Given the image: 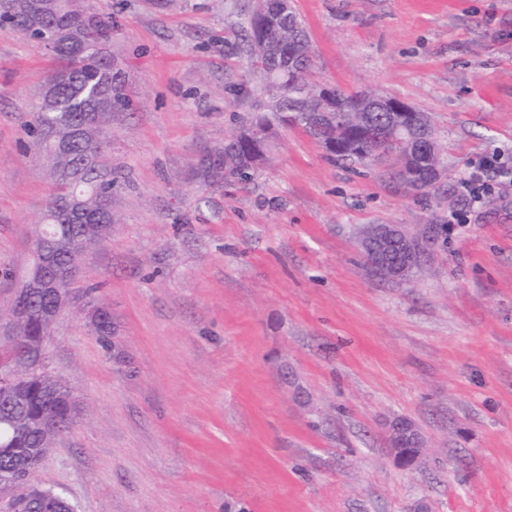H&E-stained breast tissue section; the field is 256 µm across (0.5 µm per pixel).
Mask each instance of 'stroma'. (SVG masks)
<instances>
[{
	"mask_svg": "<svg viewBox=\"0 0 512 512\" xmlns=\"http://www.w3.org/2000/svg\"><path fill=\"white\" fill-rule=\"evenodd\" d=\"M131 108L109 123L119 181L45 357L81 414L37 473L75 512H512V0H294L313 79L427 113L446 176L411 190L385 164L327 159L276 129L255 177H196L255 111L241 40L257 0H93ZM51 51L0 27V310L50 185L26 127ZM367 224L442 228L403 281L368 271ZM105 307L114 345L87 311ZM421 459L399 466L389 425ZM498 155H483L471 162L473 171L470 174V179L465 183L466 186H473L472 192L479 196V191H485V182L483 177L490 171L503 172L504 168L498 164ZM404 436H412L418 441V452L416 454H413L411 456H400V462L402 465L411 466L416 462V460L420 457L422 453L423 445L421 437L417 429L410 421H407L406 419L403 418L394 420L390 425L389 433V439L391 440L392 450L394 447V439Z\"/></svg>",
	"mask_w": 512,
	"mask_h": 512,
	"instance_id": "35a3bbf8",
	"label": "stroma"
}]
</instances>
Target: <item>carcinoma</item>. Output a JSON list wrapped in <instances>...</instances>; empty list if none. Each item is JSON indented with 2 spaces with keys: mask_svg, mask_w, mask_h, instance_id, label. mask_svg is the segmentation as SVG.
<instances>
[{
  "mask_svg": "<svg viewBox=\"0 0 512 512\" xmlns=\"http://www.w3.org/2000/svg\"><path fill=\"white\" fill-rule=\"evenodd\" d=\"M45 25L33 29L32 0H8L0 11V26H9L32 39L45 43L56 63L55 74L60 78L59 96L66 105L83 100L88 86H103L113 101L123 99L124 79H118L102 69L100 49L94 47L97 33H78L70 39L60 34L77 26L81 16L96 12L102 18L103 29H112V16L86 3V0H42ZM267 17L275 20V27L288 30V44L270 56H254V65L260 69L266 92H275L266 112L256 116L224 139V152H205L198 155L197 170L205 186L219 188L229 181H248L254 172L248 165H237L242 158L263 159L271 146L276 127L297 128L322 147L330 141L341 142V148L329 152L330 159L352 163L389 162L399 165L404 150L400 144L401 132L381 143L366 137L368 125H390L392 115L372 109L375 97L365 91L347 93L338 87L325 92V87L310 82L309 74L315 66V57L307 28L297 13L293 0H264ZM88 112L74 109L61 113L36 111L29 122V132L44 150L54 142L51 134L68 140L62 152L49 156L52 192L42 219L37 240L54 237L62 227H73L80 238V247L63 254L59 262L79 271V258L90 247L101 242L102 229L98 225L112 224V186L115 183L112 168L106 156L111 147L107 130L110 115L104 114L98 124L89 128L88 138L98 145V163L109 175L103 181L98 171L89 169L76 176V167L85 151V142L72 136V127L87 123ZM263 125L267 140L258 149L247 137L255 125ZM51 324L22 322L14 325L11 336L0 344V376L7 374H38L31 381L34 387L29 400L14 404L0 395V506L9 512H74L73 506L53 492L34 484L37 471L52 447L36 421L54 409L41 385L64 389L63 381L52 374L44 364L27 355L23 338L43 336L50 338Z\"/></svg>",
  "mask_w": 512,
  "mask_h": 512,
  "instance_id": "obj_1",
  "label": "carcinoma"
}]
</instances>
